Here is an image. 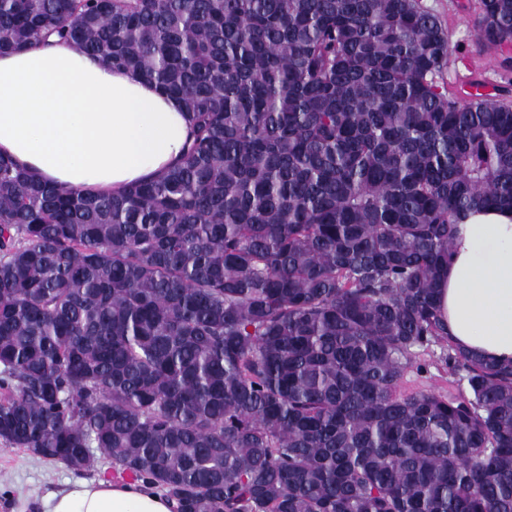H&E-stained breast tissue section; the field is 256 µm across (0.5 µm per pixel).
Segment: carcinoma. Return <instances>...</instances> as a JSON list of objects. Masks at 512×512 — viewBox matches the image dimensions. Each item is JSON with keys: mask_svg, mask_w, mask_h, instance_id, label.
I'll use <instances>...</instances> for the list:
<instances>
[{"mask_svg": "<svg viewBox=\"0 0 512 512\" xmlns=\"http://www.w3.org/2000/svg\"><path fill=\"white\" fill-rule=\"evenodd\" d=\"M52 35L192 138L119 195L0 154V441L176 512H512V363L399 391L456 225L512 208V103L448 96L421 0H0V55Z\"/></svg>", "mask_w": 512, "mask_h": 512, "instance_id": "cac0c4a2", "label": "carcinoma"}]
</instances>
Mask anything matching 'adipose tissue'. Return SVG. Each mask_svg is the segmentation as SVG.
<instances>
[{
	"label": "adipose tissue",
	"mask_w": 512,
	"mask_h": 512,
	"mask_svg": "<svg viewBox=\"0 0 512 512\" xmlns=\"http://www.w3.org/2000/svg\"><path fill=\"white\" fill-rule=\"evenodd\" d=\"M189 134L179 101L76 45L53 40L0 55V153L47 183L120 193L175 163ZM439 308L451 347L512 361V209L460 225ZM42 510L172 512V504L139 482L76 480L49 493Z\"/></svg>",
	"instance_id": "ef3b65f1"
}]
</instances>
